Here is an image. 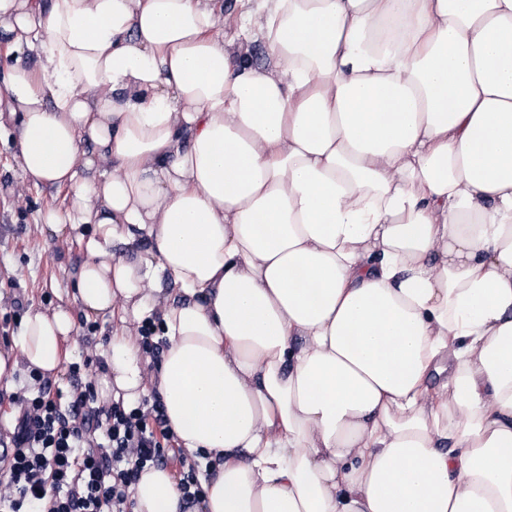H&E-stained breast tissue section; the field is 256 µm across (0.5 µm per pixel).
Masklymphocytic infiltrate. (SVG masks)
Returning <instances> with one entry per match:
<instances>
[{"mask_svg":"<svg viewBox=\"0 0 512 512\" xmlns=\"http://www.w3.org/2000/svg\"><path fill=\"white\" fill-rule=\"evenodd\" d=\"M69 366L67 386L29 370L23 388L0 390L12 431L0 436V512H133L145 468L174 467L183 507L202 499L200 463L179 447L159 396L102 401L89 372Z\"/></svg>","mask_w":512,"mask_h":512,"instance_id":"f902f5d3","label":"lymphocytic infiltrate"}]
</instances>
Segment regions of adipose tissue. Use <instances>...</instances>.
<instances>
[{
  "label": "adipose tissue",
  "mask_w": 512,
  "mask_h": 512,
  "mask_svg": "<svg viewBox=\"0 0 512 512\" xmlns=\"http://www.w3.org/2000/svg\"><path fill=\"white\" fill-rule=\"evenodd\" d=\"M251 2L261 67L224 0H0L38 59L0 75L20 170L95 227L73 300L167 340L149 376L113 334L105 398L159 392L217 461L202 512H512V0ZM73 332L30 310L0 378ZM133 498L179 512L178 480Z\"/></svg>",
  "instance_id": "adipose-tissue-1"
}]
</instances>
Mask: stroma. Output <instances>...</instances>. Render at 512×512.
I'll list each match as a JSON object with an SVG mask.
<instances>
[{
    "label": "stroma",
    "instance_id": "35a3bbf8",
    "mask_svg": "<svg viewBox=\"0 0 512 512\" xmlns=\"http://www.w3.org/2000/svg\"><path fill=\"white\" fill-rule=\"evenodd\" d=\"M19 135L16 127H0V317L9 313L13 298L26 308L52 310L73 303V274L88 260L80 241L54 232L41 221L46 207L63 206L65 191H47L25 180L19 170ZM75 341L67 347L66 362L98 357L123 324L116 315L97 317L98 329L87 333L84 315L74 311Z\"/></svg>",
    "mask_w": 512,
    "mask_h": 512
}]
</instances>
